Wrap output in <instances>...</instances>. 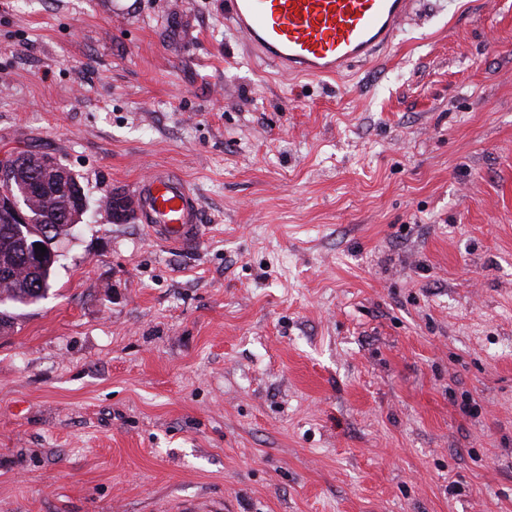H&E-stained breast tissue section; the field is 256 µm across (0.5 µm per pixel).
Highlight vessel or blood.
Here are the masks:
<instances>
[{"instance_id":"obj_1","label":"vessel or blood","mask_w":512,"mask_h":512,"mask_svg":"<svg viewBox=\"0 0 512 512\" xmlns=\"http://www.w3.org/2000/svg\"><path fill=\"white\" fill-rule=\"evenodd\" d=\"M412 0H225L231 23L262 58L287 75L334 76L369 60L398 35ZM140 223L174 247L202 237L197 197L184 180L156 168L136 182Z\"/></svg>"}]
</instances>
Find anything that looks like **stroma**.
I'll list each match as a JSON object with an SVG mask.
<instances>
[{
	"instance_id": "1",
	"label": "stroma",
	"mask_w": 512,
	"mask_h": 512,
	"mask_svg": "<svg viewBox=\"0 0 512 512\" xmlns=\"http://www.w3.org/2000/svg\"><path fill=\"white\" fill-rule=\"evenodd\" d=\"M89 209L0 327V512H512V0L280 73L224 0H0V155ZM174 250L101 210L154 167ZM136 214L152 238L174 247L195 246L202 237L197 197L184 180L165 168H155L135 183Z\"/></svg>"
}]
</instances>
